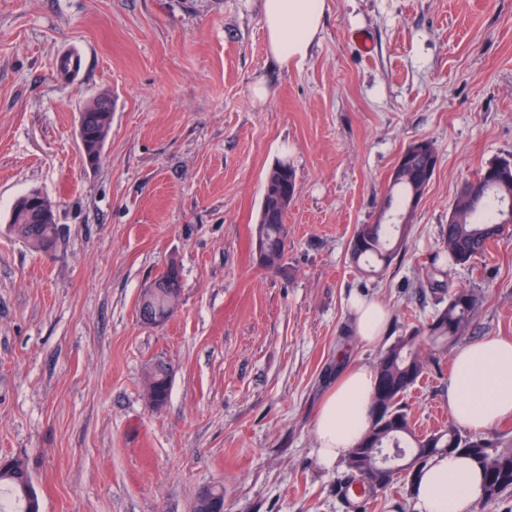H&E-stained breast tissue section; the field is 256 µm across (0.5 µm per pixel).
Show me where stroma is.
Instances as JSON below:
<instances>
[{
    "label": "stroma",
    "mask_w": 512,
    "mask_h": 512,
    "mask_svg": "<svg viewBox=\"0 0 512 512\" xmlns=\"http://www.w3.org/2000/svg\"><path fill=\"white\" fill-rule=\"evenodd\" d=\"M73 42L84 77L64 85L55 61ZM105 92L111 130L92 168L79 111ZM417 138L438 162L406 252L384 277L357 272L349 240ZM501 158L512 0H327L308 59L285 69L260 0H0V458L27 464L43 512H193L213 486L224 512H350L345 466L320 464L315 435L339 375L381 354L347 333L348 299L384 302L391 341L425 324L449 206ZM281 159L297 189L288 253L269 270L253 236ZM34 188L56 205L49 256L9 227ZM171 262L179 309L143 324L140 292ZM448 280L480 296L471 339L512 337V232ZM158 361L172 377L156 408ZM451 364L431 358L405 395L417 431L448 423Z\"/></svg>",
    "instance_id": "obj_1"
}]
</instances>
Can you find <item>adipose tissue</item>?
<instances>
[{
    "label": "adipose tissue",
    "instance_id": "ef3b65f1",
    "mask_svg": "<svg viewBox=\"0 0 512 512\" xmlns=\"http://www.w3.org/2000/svg\"><path fill=\"white\" fill-rule=\"evenodd\" d=\"M261 10L268 56L283 67L303 63L322 32L326 0H262ZM349 313L357 339L371 345L384 339L389 311L380 300L352 297ZM375 383L371 369L352 366L326 394L315 420L325 468L344 461L365 434ZM442 397L449 418L471 432L512 419V339L486 336L457 348ZM410 493L412 512H474L484 496L483 475L470 458L442 454L413 480Z\"/></svg>",
    "mask_w": 512,
    "mask_h": 512
}]
</instances>
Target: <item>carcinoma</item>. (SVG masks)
<instances>
[{
  "mask_svg": "<svg viewBox=\"0 0 512 512\" xmlns=\"http://www.w3.org/2000/svg\"><path fill=\"white\" fill-rule=\"evenodd\" d=\"M112 122V97L103 94L86 105L79 116L82 127L81 150L87 164L95 166ZM472 186L459 191L450 205L453 222L443 225L442 255L454 265L466 266L487 253L491 244L512 229V159H501L481 168L469 179ZM425 188L412 181L389 179L387 194L377 220L356 226L349 241V254L357 269L381 277L405 250L412 226L407 213L412 195ZM296 171L285 160L269 170L265 180L255 238L269 246L261 265L280 267L286 254L288 209L277 204L281 196L294 197ZM12 231L35 250L47 254L56 249L59 225L55 207L46 197L28 195L14 203L9 220ZM440 255V256H442ZM431 262L427 286L441 295L438 308L425 324L409 329L380 355L375 366L376 384L371 397L370 426L362 441L345 460L343 482L337 493L357 482L366 494L378 492L373 472L371 448H396L403 456L414 458L410 472L417 473L433 456L460 452L469 456L483 472L484 502L489 503L512 493V442L499 432L473 435L450 423L428 434L419 435L403 406V398L424 374L427 359L420 342L446 353L469 330L480 298L471 289L449 290L443 276L447 271ZM30 478L27 466L14 460L13 466L0 471V512H23L21 491Z\"/></svg>",
  "mask_w": 512,
  "mask_h": 512,
  "instance_id": "cac0c4a2",
  "label": "carcinoma"
}]
</instances>
